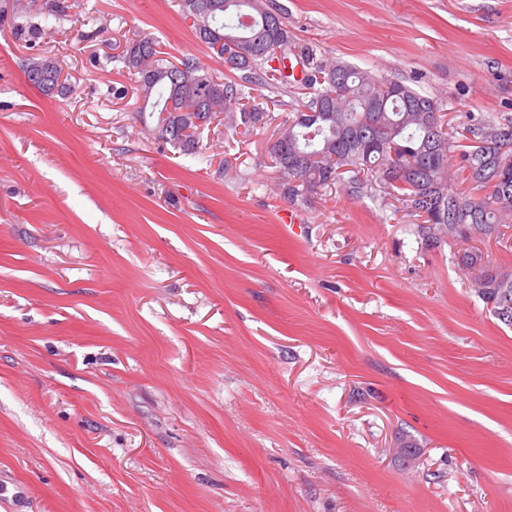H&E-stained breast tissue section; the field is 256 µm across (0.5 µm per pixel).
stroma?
<instances>
[{"label": "stroma", "mask_w": 512, "mask_h": 512, "mask_svg": "<svg viewBox=\"0 0 512 512\" xmlns=\"http://www.w3.org/2000/svg\"><path fill=\"white\" fill-rule=\"evenodd\" d=\"M54 3L0 0V512H512V327L456 242L389 196L284 197L299 83L264 127L159 141L126 43L225 74L178 0ZM267 3L449 133L512 118V0ZM40 56L70 93L28 82Z\"/></svg>", "instance_id": "35a3bbf8"}]
</instances>
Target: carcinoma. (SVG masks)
<instances>
[{
	"instance_id": "obj_1",
	"label": "carcinoma",
	"mask_w": 512,
	"mask_h": 512,
	"mask_svg": "<svg viewBox=\"0 0 512 512\" xmlns=\"http://www.w3.org/2000/svg\"><path fill=\"white\" fill-rule=\"evenodd\" d=\"M180 8L230 78L219 80L190 58L168 61L147 36L131 39L122 60L136 76L143 102H152L158 113L156 137L193 154L197 132L215 121L228 129L263 124L268 113L252 90L271 84L265 65L276 47L296 44L265 0H180ZM297 57L306 67L302 84L309 99L269 147L285 195L306 199L341 183L351 196L380 192L400 201L421 220L416 232L427 246L504 240L512 227V147L503 149L499 132H512L511 120L482 117L464 124L467 148L459 149L433 98L339 58L316 61L308 48ZM31 64L40 71L27 77L30 84L46 95L67 90L56 58ZM460 179L490 192L474 197L459 189ZM456 260L492 310L507 309L502 323L512 326V271L486 265L473 246L458 250Z\"/></svg>"
}]
</instances>
